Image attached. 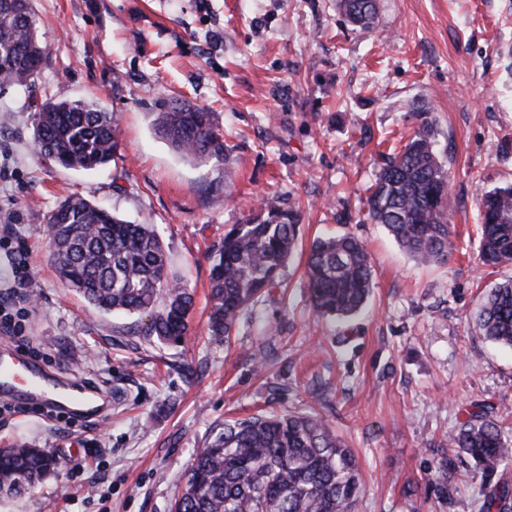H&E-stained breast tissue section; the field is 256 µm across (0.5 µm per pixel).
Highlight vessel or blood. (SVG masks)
<instances>
[{
    "mask_svg": "<svg viewBox=\"0 0 512 512\" xmlns=\"http://www.w3.org/2000/svg\"><path fill=\"white\" fill-rule=\"evenodd\" d=\"M0 395L68 413L105 416L106 394L63 375L50 376L21 354L0 356Z\"/></svg>",
    "mask_w": 512,
    "mask_h": 512,
    "instance_id": "1",
    "label": "vessel or blood"
}]
</instances>
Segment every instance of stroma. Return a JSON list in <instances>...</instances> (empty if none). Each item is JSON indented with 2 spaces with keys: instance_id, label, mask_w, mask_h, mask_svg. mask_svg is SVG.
<instances>
[{
  "instance_id": "35a3bbf8",
  "label": "stroma",
  "mask_w": 512,
  "mask_h": 512,
  "mask_svg": "<svg viewBox=\"0 0 512 512\" xmlns=\"http://www.w3.org/2000/svg\"><path fill=\"white\" fill-rule=\"evenodd\" d=\"M50 53L34 85L0 88V224H19L35 295L31 339L50 372L107 390L106 419L67 425L0 409V448L24 442L56 475L0 512H170L193 454L225 421L315 412L360 463L356 512H481L487 479L448 435L476 403L512 427V349L474 327L512 266L478 261V196L512 185V0H378L372 29L337 0H32ZM94 98L122 156L91 172L38 155L46 98ZM212 112L231 151L194 163L154 130L171 103ZM430 112L450 175L457 251L408 256L367 216L383 155ZM156 225L194 293L176 344L147 343L142 318L92 309L61 281L45 218L71 195ZM280 195L303 207L295 257L273 293L209 336V256L225 229ZM224 203H214V196ZM351 234L372 254L365 310L311 309L302 264L315 237Z\"/></svg>"
}]
</instances>
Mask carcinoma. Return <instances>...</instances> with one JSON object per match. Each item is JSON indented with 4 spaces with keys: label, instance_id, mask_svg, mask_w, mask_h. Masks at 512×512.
<instances>
[{
    "label": "carcinoma",
    "instance_id": "1",
    "mask_svg": "<svg viewBox=\"0 0 512 512\" xmlns=\"http://www.w3.org/2000/svg\"><path fill=\"white\" fill-rule=\"evenodd\" d=\"M350 22L373 23L377 0H345ZM31 0H0V88L35 80L47 56ZM37 152L58 165L94 171L120 155L116 120L97 100L43 101L34 112ZM154 128L174 150L200 164L224 161L227 148L212 113L173 104ZM434 122L421 125L384 159L367 197V216L385 227L408 255L442 263L456 250L450 230L448 172L434 151ZM480 259L512 265V186L481 194ZM46 235L59 274L94 309L145 317L142 335L176 344L188 332L193 293L170 271L152 224H133L82 197L69 196L46 216ZM300 236V214L279 198L224 232L210 269L207 328L229 339L236 324L279 285ZM306 288L322 316L351 318L372 292L373 265L357 238H315L306 259ZM479 333L512 347V279L487 295L475 316ZM448 444L468 455L482 474L512 465V429L472 405ZM56 460L25 443L0 448V496L36 488ZM362 492L359 465L340 435L321 417L288 413L224 423L196 451L174 512H355ZM482 512H512V482L490 486Z\"/></svg>",
    "mask_w": 512,
    "mask_h": 512
}]
</instances>
